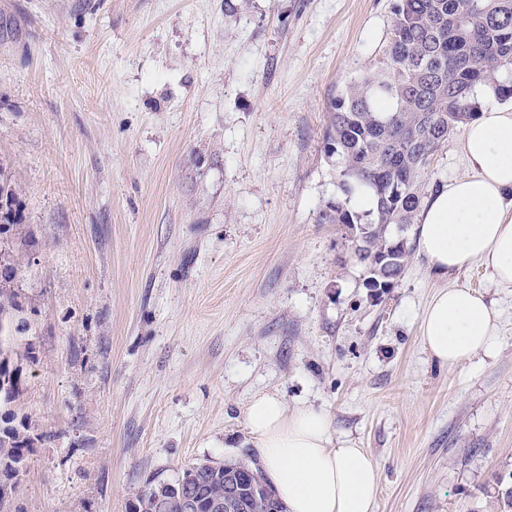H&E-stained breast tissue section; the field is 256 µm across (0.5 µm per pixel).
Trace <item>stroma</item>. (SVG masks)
<instances>
[{
	"label": "stroma",
	"mask_w": 512,
	"mask_h": 512,
	"mask_svg": "<svg viewBox=\"0 0 512 512\" xmlns=\"http://www.w3.org/2000/svg\"><path fill=\"white\" fill-rule=\"evenodd\" d=\"M392 0H0L7 238L39 362L16 512H125L145 477L248 449L251 396L325 409L379 471L373 512H512V288L451 275L498 318L437 364L411 254L371 299L326 104L377 67ZM455 133L424 174L469 172ZM16 191L12 185V179L7 171V166L0 160V233H8L10 227L16 221ZM6 225V229L2 230V226Z\"/></svg>",
	"instance_id": "obj_1"
}]
</instances>
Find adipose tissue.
<instances>
[{
    "label": "adipose tissue",
    "mask_w": 512,
    "mask_h": 512,
    "mask_svg": "<svg viewBox=\"0 0 512 512\" xmlns=\"http://www.w3.org/2000/svg\"><path fill=\"white\" fill-rule=\"evenodd\" d=\"M463 151L470 172L433 192L416 226L417 253L440 278L483 263L512 286V108L480 113ZM497 319L469 288L438 289L421 314V341L442 364L490 352ZM245 425L259 463L286 512H372L378 467L362 448L337 444L329 414L289 407L277 391L256 392Z\"/></svg>",
    "instance_id": "ef3b65f1"
}]
</instances>
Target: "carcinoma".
<instances>
[{
    "label": "carcinoma",
    "mask_w": 512,
    "mask_h": 512,
    "mask_svg": "<svg viewBox=\"0 0 512 512\" xmlns=\"http://www.w3.org/2000/svg\"><path fill=\"white\" fill-rule=\"evenodd\" d=\"M384 58L349 82L327 104L324 151L336 158L343 198L321 220L356 231L354 256L364 267V287L379 288L403 274L408 240L392 228L415 223L425 186L421 175L435 152L480 109L486 87L512 99V0H395ZM370 191L376 207L353 209ZM16 191L0 162V233L16 221ZM15 269L0 251V512H14L17 487L35 448L56 438L24 411V366L39 361L36 336L24 317ZM201 459L172 481L159 473L131 494L126 512H217L236 497L239 512H285L256 464Z\"/></svg>",
    "instance_id": "obj_1"
}]
</instances>
